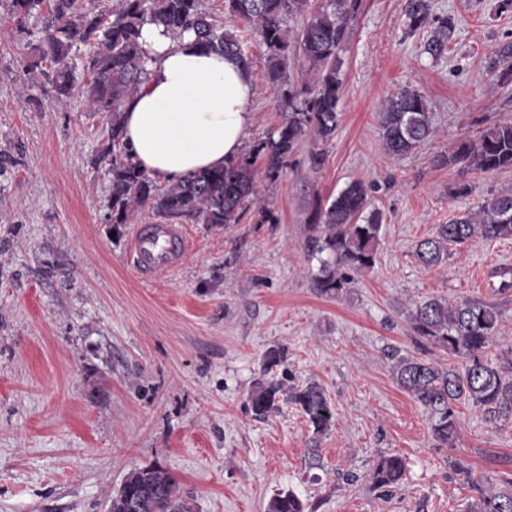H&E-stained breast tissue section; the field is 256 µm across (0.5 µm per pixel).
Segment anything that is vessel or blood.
<instances>
[{
	"instance_id": "obj_1",
	"label": "vessel or blood",
	"mask_w": 512,
	"mask_h": 512,
	"mask_svg": "<svg viewBox=\"0 0 512 512\" xmlns=\"http://www.w3.org/2000/svg\"><path fill=\"white\" fill-rule=\"evenodd\" d=\"M190 242L177 224H143L136 228L129 244L135 270L146 277L177 269Z\"/></svg>"
}]
</instances>
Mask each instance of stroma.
I'll list each match as a JSON object with an SVG mask.
<instances>
[{"mask_svg":"<svg viewBox=\"0 0 512 512\" xmlns=\"http://www.w3.org/2000/svg\"><path fill=\"white\" fill-rule=\"evenodd\" d=\"M406 3L361 0L334 136L305 138L262 188L278 223L249 212L223 226L183 221L186 258L145 279L128 246L151 212L118 235L105 220V119L78 98L52 104V65L30 67L42 23L12 18L0 0V151L13 158L0 172V512H110L124 477L151 465L176 479L190 512H268L282 491L304 512H468L479 489L512 478V419L458 405L454 442L434 447L428 413L391 373L397 353L462 366L411 330V302L429 296L496 304L502 325L486 356L512 350V239H472L429 270L414 257L437 225L512 192V169L463 175L436 162L455 141L512 122V81L487 69L512 42V10L432 0L433 15L450 22L434 58L430 30L408 34ZM247 51L250 146L284 109L264 46L252 39ZM405 87L426 99L436 135L395 159L377 114ZM354 180L371 185L383 215L378 259L350 294L322 298L305 226ZM464 181L470 193L457 194ZM279 345L285 387L318 384L334 407L320 440L293 403L265 421L251 416L247 395ZM383 455L407 465L389 494L370 479Z\"/></svg>","mask_w":512,"mask_h":512,"instance_id":"1","label":"stroma"}]
</instances>
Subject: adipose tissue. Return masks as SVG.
Here are the masks:
<instances>
[{
  "mask_svg": "<svg viewBox=\"0 0 512 512\" xmlns=\"http://www.w3.org/2000/svg\"><path fill=\"white\" fill-rule=\"evenodd\" d=\"M149 75L122 107L124 141L154 178L171 183L240 156L254 123L249 74L230 56L203 50L193 33H141Z\"/></svg>",
  "mask_w": 512,
  "mask_h": 512,
  "instance_id": "ef3b65f1",
  "label": "adipose tissue"
}]
</instances>
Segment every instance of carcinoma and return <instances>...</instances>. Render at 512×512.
Returning a JSON list of instances; mask_svg holds the SVG:
<instances>
[{
	"mask_svg": "<svg viewBox=\"0 0 512 512\" xmlns=\"http://www.w3.org/2000/svg\"><path fill=\"white\" fill-rule=\"evenodd\" d=\"M43 0H11L17 19L39 14ZM91 11L85 0H53L51 18L44 24L39 61L54 65L53 102L64 106L79 96L90 111L107 122V142L98 161L108 178V213L112 230L131 223L134 214L149 209L162 223L191 220L196 224H237L248 203L260 194L263 183L276 182L288 157L310 136L327 141L339 121L343 65L341 52L351 36L350 22L359 0H321L310 9V0H224L227 23L203 8L202 0H97ZM302 16L303 25L293 30L288 20ZM407 26L415 32L434 24L430 0H407ZM146 24L163 27L179 38L186 31L196 36L205 50L237 57L245 68L251 60L245 51L250 38L266 48L265 73L274 87L288 86L284 102L288 112L266 138L222 168L203 170L174 183H161L134 161L123 142L121 105L134 97L148 76V57L140 43ZM448 42V21L442 20L427 41L432 57L440 56ZM82 43V60L90 80L80 87L73 78L70 51ZM298 57L301 84H289L288 65ZM489 71L502 81L512 79V42L502 46L489 63ZM378 124L387 153L403 157L434 134L429 106L418 91L403 88L389 97ZM440 166L463 171L492 172L512 169V123L497 124L477 137L456 141L437 158ZM382 213L370 208L368 188L354 181L342 189L324 209H315L306 225L305 246L326 254L313 280L314 291L326 298L350 292L354 275L376 264ZM475 237L486 240L512 238V193L484 200L475 212L455 217L436 227L433 235L418 242L414 255L426 269L440 264L453 246ZM413 332L435 346L465 360L463 368H445L425 359L398 356L392 367L400 389L409 393L430 414L432 439L440 448L458 434L456 410L461 401L493 418H512V354L498 363L485 358L502 323L499 308L488 302H449L442 296L417 301L409 313ZM287 360L283 346L270 348L260 378L248 395L252 418L265 421L279 410L281 397L299 406L320 438L336 421L324 390L316 384L286 390L274 368ZM405 462L397 455L380 457L371 479L378 488L400 485ZM111 512H188L179 496L176 480L163 468L147 466L131 470L111 500ZM269 512H303L291 491L276 494ZM470 512H512V480L493 491H480Z\"/></svg>",
	"mask_w": 512,
	"mask_h": 512,
	"instance_id": "cac0c4a2",
	"label": "carcinoma"
}]
</instances>
